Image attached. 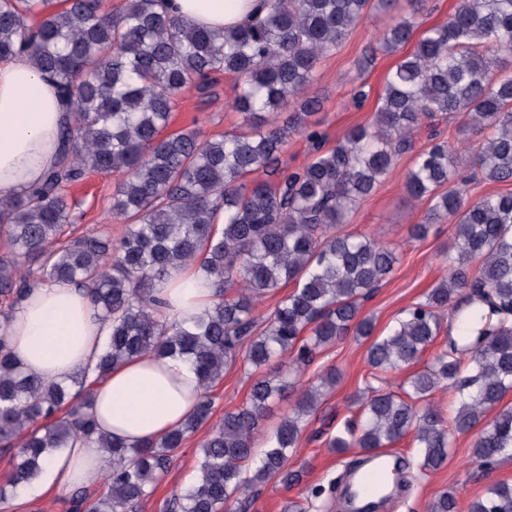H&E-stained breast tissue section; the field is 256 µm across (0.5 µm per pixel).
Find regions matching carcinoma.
Segmentation results:
<instances>
[{"instance_id":"obj_1","label":"carcinoma","mask_w":512,"mask_h":512,"mask_svg":"<svg viewBox=\"0 0 512 512\" xmlns=\"http://www.w3.org/2000/svg\"><path fill=\"white\" fill-rule=\"evenodd\" d=\"M163 2L123 0L114 12L103 0H64L54 11L51 0H0V59L29 57L71 114L41 182L0 195V232L10 244L0 256V455L12 466L0 503L49 454L86 439L109 467L72 490L71 512H142L173 453L210 419V389L240 359L275 370L255 379L245 405L224 413L201 444L193 481L163 512H232L271 480L295 486L305 471L288 461L338 380L334 369L305 379L317 351L361 336L372 369L400 372L438 340L447 313L448 331L457 332L448 346L397 389L373 388L349 403L357 419L328 447L378 456L409 436L421 476L448 461L455 435L474 430V463L491 469L512 458V406H500L512 392V193L472 200L462 176L474 167L489 182L512 181V75L502 71L512 65V0H457L446 22L417 39L420 0H410L413 9L391 16L379 38L387 55L414 47L388 72L372 128L349 129L274 188L248 176L274 172L293 135L321 140L312 121L320 101L309 95L316 64L371 11L395 10V0H268L264 17L223 31L171 16ZM222 75L235 77L233 107L245 131L167 132L182 91L205 90ZM293 99L299 109L285 111ZM438 115L463 118L468 146L461 152L443 140L416 154L404 186L426 204L413 237L431 224L455 225L441 253L446 273L376 336L361 304L394 270L397 247L342 227L413 151L423 120ZM90 172L121 176L111 206L126 225L117 245L105 229L61 243L72 215L65 188ZM188 264L212 279L216 299L169 323L156 286ZM57 281L84 288L110 335L94 367L50 381L18 363L8 327L31 287ZM289 285L258 318L262 300ZM147 353L193 367L202 388L195 412L151 444L96 432L93 384ZM448 389L458 406L447 423L435 394ZM287 395L288 414L263 435L271 404ZM428 510L460 512L459 497L443 491ZM468 512H512V484L490 482Z\"/></svg>"}]
</instances>
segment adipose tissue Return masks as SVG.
I'll use <instances>...</instances> for the list:
<instances>
[{
    "label": "adipose tissue",
    "instance_id": "adipose-tissue-1",
    "mask_svg": "<svg viewBox=\"0 0 512 512\" xmlns=\"http://www.w3.org/2000/svg\"><path fill=\"white\" fill-rule=\"evenodd\" d=\"M265 0H165L171 12L198 26L221 30L264 13ZM56 85L23 55L0 61V193L41 181L57 156L66 120ZM169 321L197 315L215 299L196 266L173 271L158 287ZM85 293L69 283L32 289L16 310L9 341L18 361L48 380H60L93 363L107 337ZM201 387L185 362L144 354L114 367L94 388L99 431L129 442L159 440L191 415ZM107 462L95 445L78 442L52 456L36 484L41 492L85 486Z\"/></svg>",
    "mask_w": 512,
    "mask_h": 512
}]
</instances>
